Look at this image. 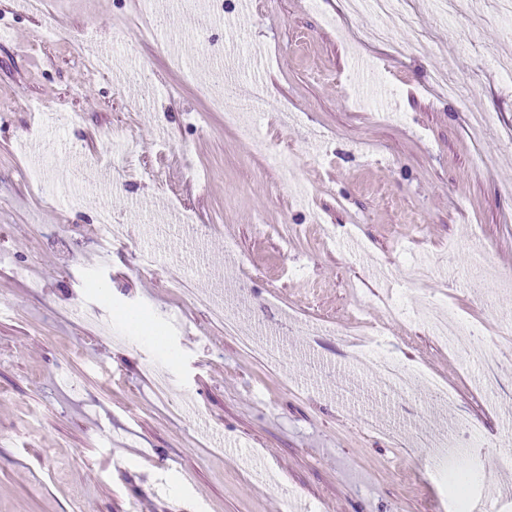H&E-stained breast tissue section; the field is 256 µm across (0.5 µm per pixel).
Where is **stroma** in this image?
I'll return each mask as SVG.
<instances>
[{
    "label": "stroma",
    "instance_id": "1",
    "mask_svg": "<svg viewBox=\"0 0 512 512\" xmlns=\"http://www.w3.org/2000/svg\"><path fill=\"white\" fill-rule=\"evenodd\" d=\"M136 0H0V512H448L437 473L407 436L410 402L378 393L348 330L381 328V348L440 376L454 411L481 430L466 453L512 483V12L503 0H407L418 31L349 15L341 0H229L210 49L180 15L165 37L128 20ZM89 40L131 71L91 75L71 42ZM240 66L225 96L250 128L212 111L194 74ZM442 71L460 99L432 87ZM151 83H144L143 74ZM265 94L254 101V82ZM74 113L48 126L47 113ZM490 126L473 140L469 112ZM136 146L116 189L99 165L112 138ZM296 160L294 180L272 158ZM493 155L485 171L477 153ZM47 186L39 194L31 181ZM111 200L123 241L103 264L94 207ZM210 227L182 238L171 213ZM336 229L327 238L324 226ZM164 250L140 270L139 245ZM484 250V268L472 265ZM197 271L239 306L244 333L268 332L282 361L246 354L176 283ZM249 281L251 300L238 303ZM480 290H472L473 281ZM404 305L447 306L482 334L491 375ZM112 324L113 340L77 306ZM371 414L403 429L364 427Z\"/></svg>",
    "mask_w": 512,
    "mask_h": 512
}]
</instances>
